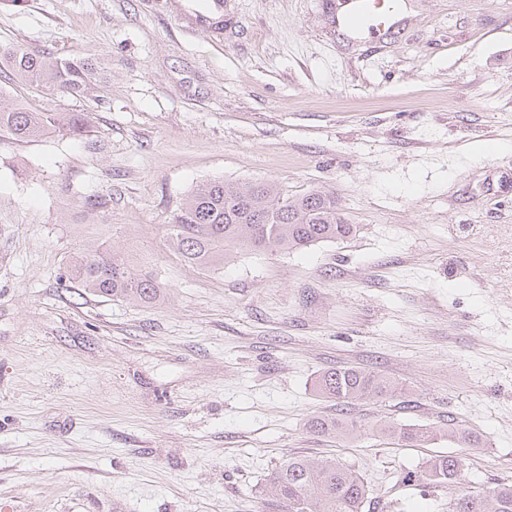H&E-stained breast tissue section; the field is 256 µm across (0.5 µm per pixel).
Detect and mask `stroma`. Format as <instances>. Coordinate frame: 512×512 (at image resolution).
<instances>
[{"label":"stroma","instance_id":"35a3bbf8","mask_svg":"<svg viewBox=\"0 0 512 512\" xmlns=\"http://www.w3.org/2000/svg\"><path fill=\"white\" fill-rule=\"evenodd\" d=\"M0 0V46L100 62L98 100L14 83L80 138L0 135V500L14 512H284L292 456L334 459L369 512H448L512 484V0H403L388 43L324 0ZM335 196L356 232L302 251L182 262L166 226L206 180ZM104 203L82 208L84 196ZM106 245L159 269L153 307L86 294L66 264ZM400 390L349 406L320 372ZM346 416L356 434L311 431ZM454 423L483 448L378 425ZM460 482L408 481L432 455Z\"/></svg>","mask_w":512,"mask_h":512}]
</instances>
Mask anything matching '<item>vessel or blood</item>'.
I'll use <instances>...</instances> for the list:
<instances>
[{"label":"vessel or blood","instance_id":"b4317fda","mask_svg":"<svg viewBox=\"0 0 512 512\" xmlns=\"http://www.w3.org/2000/svg\"><path fill=\"white\" fill-rule=\"evenodd\" d=\"M334 23L354 38L391 39L402 20L401 0H331Z\"/></svg>","mask_w":512,"mask_h":512}]
</instances>
